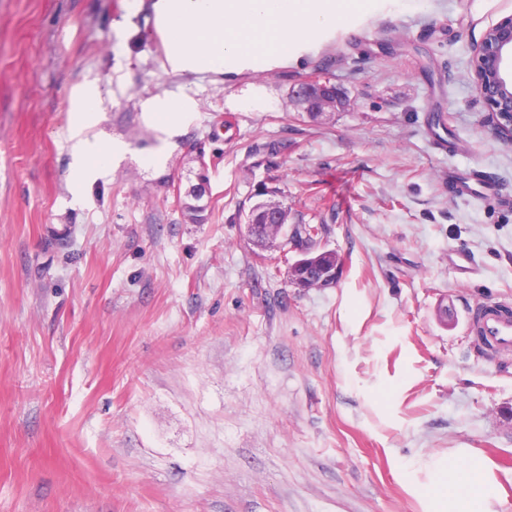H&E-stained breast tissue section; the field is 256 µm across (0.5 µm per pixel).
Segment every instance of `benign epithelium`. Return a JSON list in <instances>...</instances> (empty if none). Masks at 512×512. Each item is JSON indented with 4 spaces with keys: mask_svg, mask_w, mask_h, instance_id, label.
Returning a JSON list of instances; mask_svg holds the SVG:
<instances>
[{
    "mask_svg": "<svg viewBox=\"0 0 512 512\" xmlns=\"http://www.w3.org/2000/svg\"><path fill=\"white\" fill-rule=\"evenodd\" d=\"M473 75L479 97L488 109L493 131L500 137L512 139V15L507 16L490 27L479 43L473 47ZM298 97L317 103L319 115L336 111L345 105L342 94L324 85H300ZM267 222L277 221L282 226V243L286 244L299 228L288 223V213L281 203L270 201L266 209ZM289 251L295 253V259L289 263V281L299 288H316L323 282L336 284L338 270L325 269L319 262L298 259L306 251L294 246Z\"/></svg>",
    "mask_w": 512,
    "mask_h": 512,
    "instance_id": "7a95c632",
    "label": "benign epithelium"
}]
</instances>
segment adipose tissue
I'll list each match as a JSON object with an SVG mask.
<instances>
[{"mask_svg": "<svg viewBox=\"0 0 512 512\" xmlns=\"http://www.w3.org/2000/svg\"><path fill=\"white\" fill-rule=\"evenodd\" d=\"M339 0H151L164 57L161 68L174 75L233 73L258 57L287 58L290 42L314 37L325 23L342 21ZM99 92L86 85L74 90V165L76 172L105 165L111 146L92 136ZM191 99L154 96L143 104L152 124L175 133ZM434 512H488L497 495L482 459L442 460L436 465Z\"/></svg>", "mask_w": 512, "mask_h": 512, "instance_id": "obj_1", "label": "adipose tissue"}]
</instances>
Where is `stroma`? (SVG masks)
Listing matches in <instances>:
<instances>
[{
	"instance_id": "obj_1",
	"label": "stroma",
	"mask_w": 512,
	"mask_h": 512,
	"mask_svg": "<svg viewBox=\"0 0 512 512\" xmlns=\"http://www.w3.org/2000/svg\"><path fill=\"white\" fill-rule=\"evenodd\" d=\"M344 5L221 79L162 71L145 0H0V512H432L433 461L471 452L512 512V353L468 327L512 306V207L448 192L512 194L471 70L512 0ZM318 76L350 104L314 122L289 91ZM87 82L121 150L78 189ZM164 94L195 103L169 136L143 110ZM264 186L325 225L333 287L247 239Z\"/></svg>"
}]
</instances>
